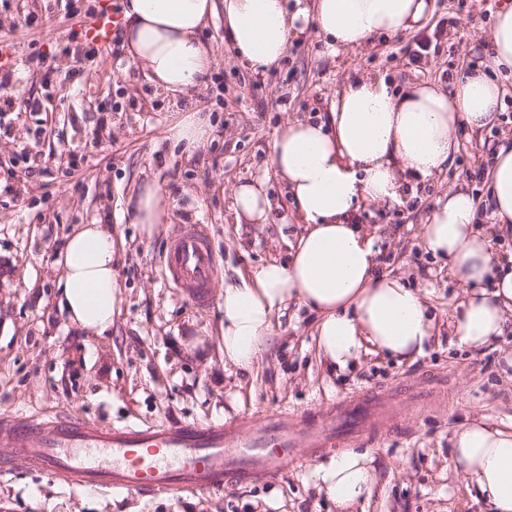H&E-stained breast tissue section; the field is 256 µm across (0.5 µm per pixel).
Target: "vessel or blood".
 <instances>
[{
	"label": "vessel or blood",
	"mask_w": 512,
	"mask_h": 512,
	"mask_svg": "<svg viewBox=\"0 0 512 512\" xmlns=\"http://www.w3.org/2000/svg\"><path fill=\"white\" fill-rule=\"evenodd\" d=\"M120 17L98 14L85 31L90 44L108 42ZM163 264L175 287L200 306L212 299L218 265L207 239L191 225L171 241ZM424 388L360 393L297 415L274 411L233 423L181 422L164 427L102 426L72 416H0V446L14 448L4 470L34 467L81 488L113 492L163 488L206 492L268 480L323 454L375 437L383 423L409 409H427Z\"/></svg>",
	"instance_id": "1"
}]
</instances>
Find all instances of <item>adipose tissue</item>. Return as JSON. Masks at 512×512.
<instances>
[{"label":"adipose tissue","mask_w":512,"mask_h":512,"mask_svg":"<svg viewBox=\"0 0 512 512\" xmlns=\"http://www.w3.org/2000/svg\"><path fill=\"white\" fill-rule=\"evenodd\" d=\"M219 10L235 59L255 71L279 67L301 31L287 0H124L130 61L165 91L200 90L217 56L199 32ZM430 10L429 0H314L312 20L335 55L378 35L415 32ZM491 42V53L461 75L453 93L431 84L398 90L386 77L355 74L337 89L326 116L293 118L279 128L270 164L304 230L290 245L289 261L271 260L225 280L226 365L252 371L269 348L276 319L292 304L316 314L317 354L332 369H348L365 352L400 361L424 353L435 334L425 297L404 275L379 272L376 237L360 216L368 205L401 204L420 181L449 169L458 129L478 132L494 123L503 94L496 75L512 72V9L497 14ZM213 133L209 117L196 108L176 113L162 138L191 157ZM494 157L487 173L488 230L476 226V201L462 183L435 198L421 226L422 248L467 290L453 317V337L471 349L512 331V256H497L493 244L494 235L512 237V136L496 146ZM272 209L263 179L234 186L236 224L266 223ZM127 211L150 231L165 223L169 208L160 187L146 181ZM114 256L107 225L80 224L57 260L60 309L99 336L111 330L119 302ZM451 448L492 512H512V431L470 421L455 429ZM314 479L339 512H350L372 493L377 473L373 457L350 451L315 469Z\"/></svg>","instance_id":"1"}]
</instances>
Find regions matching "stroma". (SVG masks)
I'll return each mask as SVG.
<instances>
[{"instance_id":"1","label":"stroma","mask_w":512,"mask_h":512,"mask_svg":"<svg viewBox=\"0 0 512 512\" xmlns=\"http://www.w3.org/2000/svg\"><path fill=\"white\" fill-rule=\"evenodd\" d=\"M99 0H8L0 5V47L12 56L46 53L55 71L18 69L14 110L0 118V414L70 413L108 425L208 423L285 409L301 413L352 395L426 378L445 379L446 393L430 412H407L365 444L377 484L353 512H489L470 479L455 469L454 430L483 416L512 430V331L467 349L452 341L451 319L464 292L448 269L419 245L418 228L439 193L466 182L479 202V224L490 209L482 172L502 135H512V76L496 122L458 133L449 170L420 183L390 209L367 208L361 221L379 237L383 271L407 273L426 291L438 337L422 356L397 362L365 354L346 372L319 362L315 315L291 309L280 317L269 351L252 372L225 369L219 328L222 297L201 309L167 279L161 258L184 225L205 235L220 278L270 259L286 260L300 231L269 155L286 119L326 112L354 71L382 75L397 87L421 83L453 92L456 80L489 52L486 33L512 0H431L420 35L429 49L414 59V35L378 36L366 49L330 55L313 27L293 40L279 70L255 72L233 63L223 17L202 31L218 64L201 91L174 95L149 80L125 54L74 60L55 44L81 32ZM106 112H99V105ZM200 107L214 127L204 151L184 159L160 131L178 107ZM267 176L280 202L266 224H235L229 210L237 179ZM153 180L169 204L152 235L131 223L123 203L137 184ZM109 225L117 252L120 304L104 337L69 323L58 306L56 265L78 224ZM204 340L188 352L185 341ZM327 457L312 456L276 479L207 493L74 489L54 476L18 469L0 473V512H336L313 472Z\"/></svg>"}]
</instances>
